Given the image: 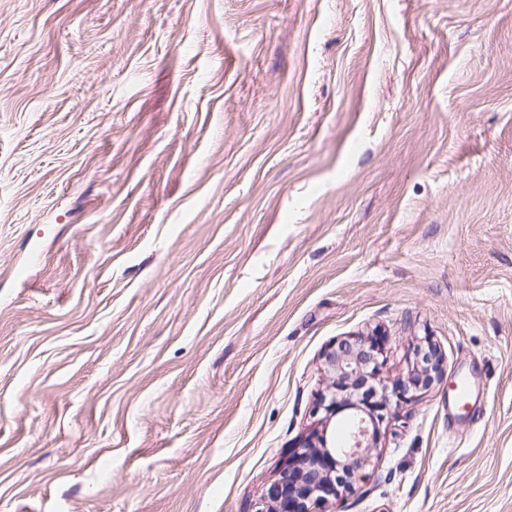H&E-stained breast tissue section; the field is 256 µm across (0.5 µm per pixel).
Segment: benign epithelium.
<instances>
[{
	"mask_svg": "<svg viewBox=\"0 0 512 512\" xmlns=\"http://www.w3.org/2000/svg\"><path fill=\"white\" fill-rule=\"evenodd\" d=\"M381 349L377 338L348 337L336 342L326 355L332 382L314 406V414L324 416L300 441L280 480L254 503L252 512H327L326 506L342 492L354 489L356 475L367 465L386 415L409 400L412 392L442 381L438 353L421 347L416 352L425 356L421 369L406 383L387 385L379 378ZM341 411L346 423L338 444L327 431Z\"/></svg>",
	"mask_w": 512,
	"mask_h": 512,
	"instance_id": "1",
	"label": "benign epithelium"
}]
</instances>
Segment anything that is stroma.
Listing matches in <instances>:
<instances>
[{"label": "stroma", "instance_id": "stroma-1", "mask_svg": "<svg viewBox=\"0 0 512 512\" xmlns=\"http://www.w3.org/2000/svg\"><path fill=\"white\" fill-rule=\"evenodd\" d=\"M377 331L480 395L334 512H512V0H0V512H247Z\"/></svg>", "mask_w": 512, "mask_h": 512}]
</instances>
